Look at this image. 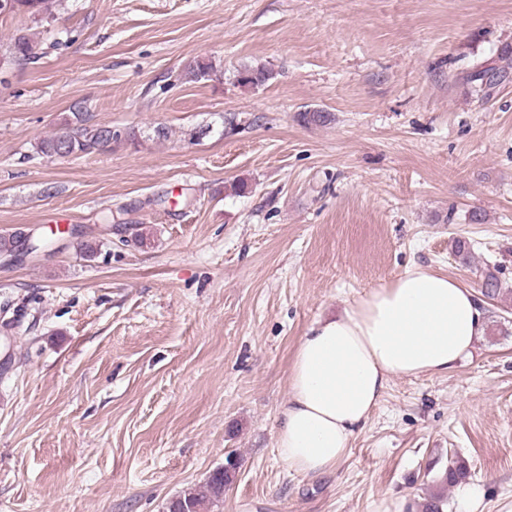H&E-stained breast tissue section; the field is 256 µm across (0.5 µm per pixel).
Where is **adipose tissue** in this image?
<instances>
[{"label": "adipose tissue", "instance_id": "obj_1", "mask_svg": "<svg viewBox=\"0 0 512 512\" xmlns=\"http://www.w3.org/2000/svg\"><path fill=\"white\" fill-rule=\"evenodd\" d=\"M484 326L473 289L417 264L343 315L317 321L294 356L276 434L280 458L305 474L336 469L392 378L454 369Z\"/></svg>", "mask_w": 512, "mask_h": 512}]
</instances>
